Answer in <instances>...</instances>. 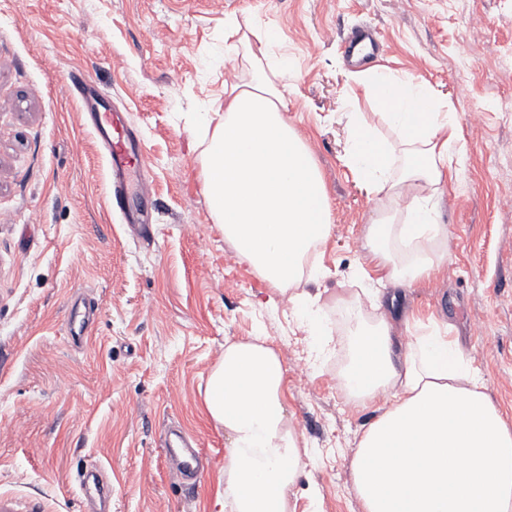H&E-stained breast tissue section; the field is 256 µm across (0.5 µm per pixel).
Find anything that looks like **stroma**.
<instances>
[{
	"label": "stroma",
	"instance_id": "obj_1",
	"mask_svg": "<svg viewBox=\"0 0 512 512\" xmlns=\"http://www.w3.org/2000/svg\"><path fill=\"white\" fill-rule=\"evenodd\" d=\"M364 28L379 49L350 63L346 41ZM266 36L272 62H288V122L331 202L320 275L305 285L328 302L377 279L364 245L379 212L403 221L347 162L353 112L401 146L358 86L364 71L426 84L455 113L464 148L431 199L448 262L408 289L399 341L436 327L458 337L512 424V208L502 205L512 197V0H0V495L20 507L217 512L224 430L205 414L206 381L225 341L264 336L284 359V399L308 446L291 512H360L349 465L375 412L350 406L341 383L344 313L329 302L331 342L316 348L288 302L269 305L271 286L235 257L205 195L201 119L223 111L227 70L248 79L243 42ZM73 72L143 147L146 190L132 203L147 211L150 239L108 207L100 140L66 87ZM78 297L96 307L80 345L66 325ZM176 426L204 455L193 487L165 457ZM96 465L112 482L103 507L79 487Z\"/></svg>",
	"mask_w": 512,
	"mask_h": 512
}]
</instances>
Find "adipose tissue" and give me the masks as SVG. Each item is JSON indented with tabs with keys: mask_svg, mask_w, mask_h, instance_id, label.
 Instances as JSON below:
<instances>
[{
	"mask_svg": "<svg viewBox=\"0 0 512 512\" xmlns=\"http://www.w3.org/2000/svg\"><path fill=\"white\" fill-rule=\"evenodd\" d=\"M255 69L224 86V114L204 149L205 194L237 255L298 310L311 336L319 320L298 286L312 248L332 231L325 183L313 155L286 118L288 68L266 65L265 45L246 49ZM367 92L384 109L413 162L393 177V152L359 116L348 127L351 161L375 201L404 213L398 225L367 229V259L380 282L395 285L389 308L366 324L359 299L345 301L352 345L342 372L350 402L378 415L350 463L361 512H512V428L484 391L457 339L419 337L404 352L394 339L407 321L400 291L441 273L445 253L426 248L447 233L429 201L446 178L449 151L461 141L455 115L430 89L383 72ZM395 238L418 259L396 266L385 245ZM287 369L267 341L227 343L207 381L204 408L224 430V506L231 512H288L303 436L282 397Z\"/></svg>",
	"mask_w": 512,
	"mask_h": 512,
	"instance_id": "1",
	"label": "adipose tissue"
}]
</instances>
